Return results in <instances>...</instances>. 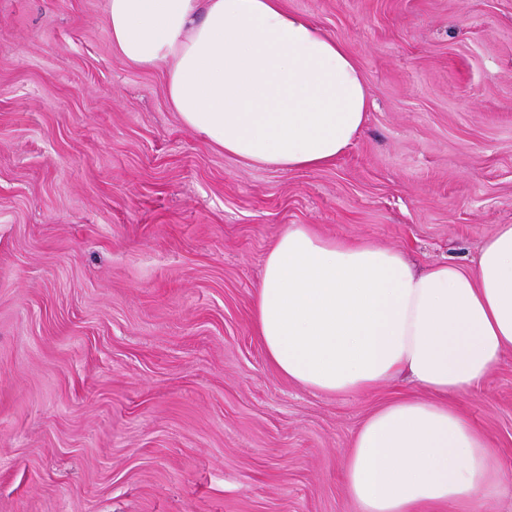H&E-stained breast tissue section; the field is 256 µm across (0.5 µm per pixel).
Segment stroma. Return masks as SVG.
Segmentation results:
<instances>
[{
    "label": "stroma",
    "mask_w": 512,
    "mask_h": 512,
    "mask_svg": "<svg viewBox=\"0 0 512 512\" xmlns=\"http://www.w3.org/2000/svg\"><path fill=\"white\" fill-rule=\"evenodd\" d=\"M343 40L366 125L318 169L258 167L112 47L106 0H0V512H358L356 430L413 393L291 382L252 308L291 224L471 263L512 224V0H286ZM512 512V350L449 397Z\"/></svg>",
    "instance_id": "1"
}]
</instances>
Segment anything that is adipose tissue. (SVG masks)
I'll list each match as a JSON object with an SVG mask.
<instances>
[{"mask_svg": "<svg viewBox=\"0 0 512 512\" xmlns=\"http://www.w3.org/2000/svg\"><path fill=\"white\" fill-rule=\"evenodd\" d=\"M112 45L166 69L172 111L205 143L283 171L332 164L367 86L346 44L283 0H108ZM253 329L282 376L335 396L402 377L426 391L374 411L344 467L358 512H474L499 489L483 433L449 396L512 350V224L473 263L414 270L402 250L291 225L266 255Z\"/></svg>", "mask_w": 512, "mask_h": 512, "instance_id": "adipose-tissue-1", "label": "adipose tissue"}]
</instances>
